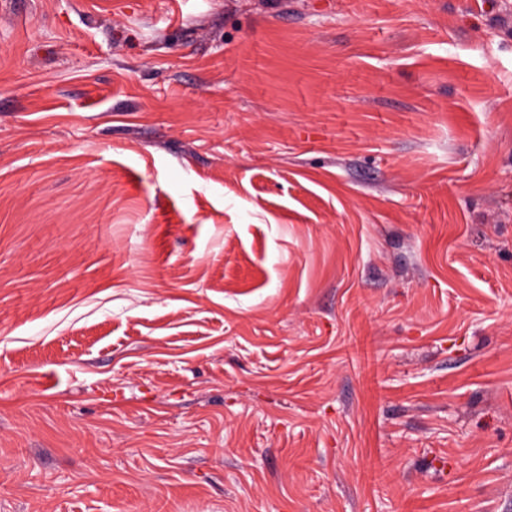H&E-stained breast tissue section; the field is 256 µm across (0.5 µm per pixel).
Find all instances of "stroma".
Listing matches in <instances>:
<instances>
[{"instance_id": "obj_1", "label": "stroma", "mask_w": 512, "mask_h": 512, "mask_svg": "<svg viewBox=\"0 0 512 512\" xmlns=\"http://www.w3.org/2000/svg\"><path fill=\"white\" fill-rule=\"evenodd\" d=\"M0 512H512V0H0Z\"/></svg>"}]
</instances>
